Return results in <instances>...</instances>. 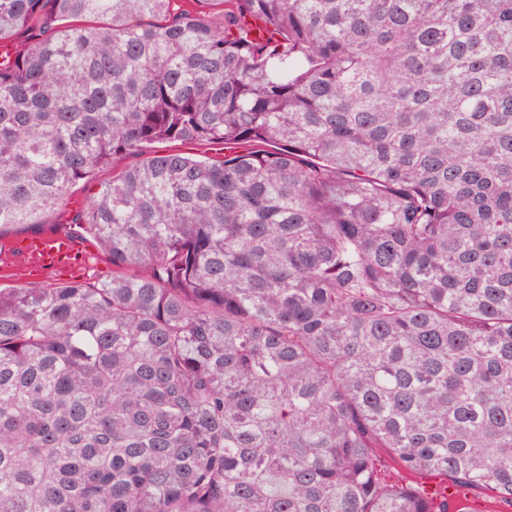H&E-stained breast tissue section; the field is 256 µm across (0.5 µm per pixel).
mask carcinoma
<instances>
[{
  "label": "carcinoma",
  "instance_id": "1",
  "mask_svg": "<svg viewBox=\"0 0 512 512\" xmlns=\"http://www.w3.org/2000/svg\"><path fill=\"white\" fill-rule=\"evenodd\" d=\"M187 2L0 0V512L512 507V0ZM95 187H78L72 194L69 204L55 212L52 216L53 226L57 228L54 233L46 231L38 235L26 237L38 233L36 229H22L3 238V243L21 239L11 245L13 250L21 253V256L31 264L29 270H57L68 268L75 275L76 280L81 269L86 265L90 249L85 241L77 239L70 234L73 224H69L74 210L84 207L95 192ZM62 233V234H59ZM91 244V255L88 261L87 268L80 278L85 281H96L98 279H105L112 276V264L103 252L92 243L90 239H87ZM2 254H0V288H9L13 286H31V287H37V288H49L58 286L62 283L71 281L68 280L67 277L64 275L56 272V271H46L43 273H40L36 277H30L27 274H3L2 273ZM460 503L457 506V509L463 508H471L474 510H490L493 509V512L498 510V505L493 504L489 501H492L485 493L478 492L475 490H461L460 491Z\"/></svg>",
  "mask_w": 512,
  "mask_h": 512
}]
</instances>
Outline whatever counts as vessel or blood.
<instances>
[{
	"mask_svg": "<svg viewBox=\"0 0 512 512\" xmlns=\"http://www.w3.org/2000/svg\"><path fill=\"white\" fill-rule=\"evenodd\" d=\"M12 248L29 261L32 269L66 268L76 274L86 265L90 253L85 241L51 231L23 238Z\"/></svg>",
	"mask_w": 512,
	"mask_h": 512,
	"instance_id": "b4317fda",
	"label": "vessel or blood"
}]
</instances>
